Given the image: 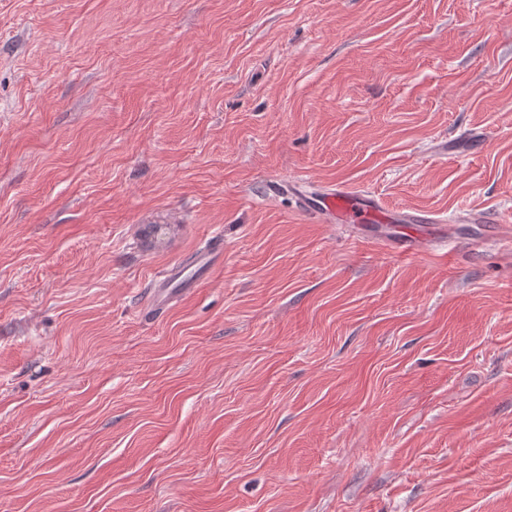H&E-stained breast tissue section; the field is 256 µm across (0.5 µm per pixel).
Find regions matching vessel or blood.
I'll use <instances>...</instances> for the list:
<instances>
[{
	"label": "vessel or blood",
	"instance_id": "1",
	"mask_svg": "<svg viewBox=\"0 0 512 512\" xmlns=\"http://www.w3.org/2000/svg\"><path fill=\"white\" fill-rule=\"evenodd\" d=\"M299 207L322 220L339 224H352L365 219L381 224H415L420 228L417 235L397 238L395 245L400 255H412L432 242L426 229L433 222L428 214L410 209H385L379 198L366 191H355L345 185H337L325 191H303L297 197ZM224 257V242L215 238L194 258L197 267H212ZM188 282L182 266H171L156 274L151 283L155 306H163L168 297Z\"/></svg>",
	"mask_w": 512,
	"mask_h": 512
}]
</instances>
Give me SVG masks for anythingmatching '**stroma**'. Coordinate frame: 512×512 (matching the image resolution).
<instances>
[{
	"mask_svg": "<svg viewBox=\"0 0 512 512\" xmlns=\"http://www.w3.org/2000/svg\"><path fill=\"white\" fill-rule=\"evenodd\" d=\"M0 512H512V0H0ZM297 202L303 211L336 224H355L360 219L381 224H418L421 230L416 236L406 234L407 237L388 241L387 246L396 245L397 253L403 256L417 253L434 240L426 230L428 225L434 224L435 218L418 210L385 209L376 195L354 191L346 185H336L325 191L300 190ZM224 258V241L221 238H213L210 243L194 258V265L199 269L214 267ZM189 279L184 275V268L180 265L171 266L156 274L151 283L153 302L157 308L164 305L168 297L180 291V286L186 285Z\"/></svg>",
	"mask_w": 512,
	"mask_h": 512,
	"instance_id": "35a3bbf8",
	"label": "stroma"
}]
</instances>
